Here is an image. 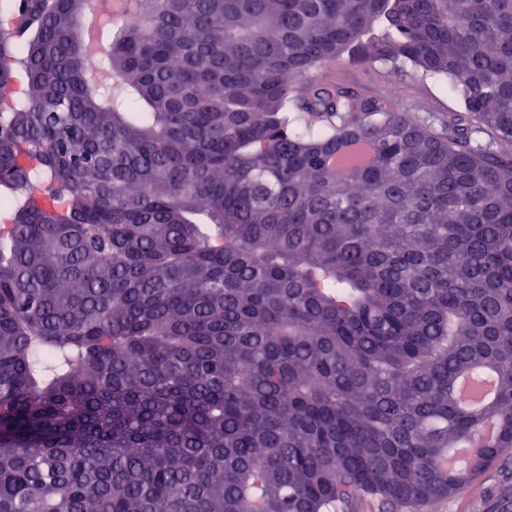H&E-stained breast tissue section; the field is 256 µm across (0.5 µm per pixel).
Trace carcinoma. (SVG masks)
Returning a JSON list of instances; mask_svg holds the SVG:
<instances>
[{"label":"carcinoma","mask_w":512,"mask_h":512,"mask_svg":"<svg viewBox=\"0 0 512 512\" xmlns=\"http://www.w3.org/2000/svg\"><path fill=\"white\" fill-rule=\"evenodd\" d=\"M7 2L0 512L421 506L512 448V0H152L102 57ZM323 75L367 96L387 94L413 112L426 110L444 115L464 112L461 98L451 88L448 79L441 75L393 73L379 64H334L324 70ZM392 84L397 87L394 93ZM497 373L486 371L482 381L473 385L468 378H464L459 385L462 403L468 407L491 402L496 397Z\"/></svg>","instance_id":"cac0c4a2"}]
</instances>
